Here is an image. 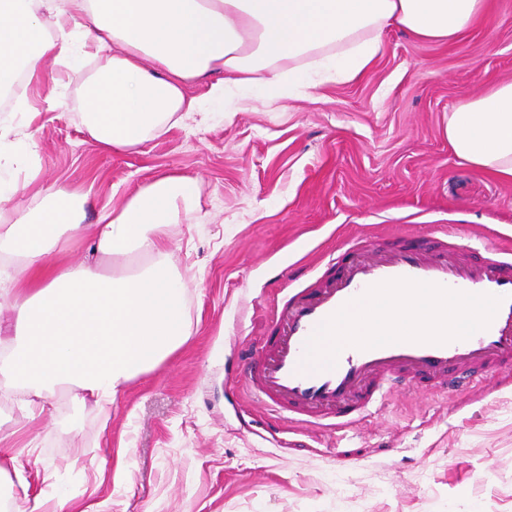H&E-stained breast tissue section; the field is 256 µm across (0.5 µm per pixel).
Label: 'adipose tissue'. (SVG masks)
I'll list each match as a JSON object with an SVG mask.
<instances>
[{
	"mask_svg": "<svg viewBox=\"0 0 512 512\" xmlns=\"http://www.w3.org/2000/svg\"><path fill=\"white\" fill-rule=\"evenodd\" d=\"M490 0H0V85L23 65L28 81L82 53L95 60L84 111L108 150L140 145L195 112L191 84L208 97L260 84L267 102L284 86L351 81L371 65L385 31L446 43L489 19ZM460 163L512 178V82L488 80L448 115ZM196 180L156 178L118 210L99 215L91 247L99 269L53 259L64 236L84 231L83 198L65 188L38 215L0 225V253L16 258L25 287L0 276L11 296L0 313V369L21 389L28 414L60 386L104 409L138 372L155 367L189 334L185 290L168 267L169 209Z\"/></svg>",
	"mask_w": 512,
	"mask_h": 512,
	"instance_id": "obj_1",
	"label": "adipose tissue"
}]
</instances>
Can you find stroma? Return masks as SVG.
<instances>
[{"instance_id":"1","label":"stroma","mask_w":512,"mask_h":512,"mask_svg":"<svg viewBox=\"0 0 512 512\" xmlns=\"http://www.w3.org/2000/svg\"><path fill=\"white\" fill-rule=\"evenodd\" d=\"M491 7L492 24L447 44L387 31L356 80L274 104L244 88L124 150L86 130L83 63L27 86L29 110L0 111L11 129L0 183H28L0 201V225L38 211L52 187L82 195L92 224L154 178L199 186L168 228L188 340L136 375L107 416L62 390L31 420L0 395V437L30 460L21 481L0 457L9 503L40 494L68 512H512V371L459 393L402 389L336 433L265 430V409L229 388L242 352L270 331L289 267L312 269L349 238L381 247L458 225L484 242L512 237V180L459 163L446 133L449 112L487 77L512 81V0Z\"/></svg>"}]
</instances>
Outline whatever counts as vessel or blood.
<instances>
[{"label":"vessel or blood","instance_id":"vessel-or-blood-1","mask_svg":"<svg viewBox=\"0 0 512 512\" xmlns=\"http://www.w3.org/2000/svg\"><path fill=\"white\" fill-rule=\"evenodd\" d=\"M335 277L286 279L272 332L251 348L239 383L275 419L349 429L400 386L472 389L488 372L512 370V247L474 248L461 232L415 236L388 248L346 241L327 257ZM376 297L389 316L360 335L355 313ZM480 301L478 327L448 317ZM412 304L403 320L398 302Z\"/></svg>","mask_w":512,"mask_h":512}]
</instances>
